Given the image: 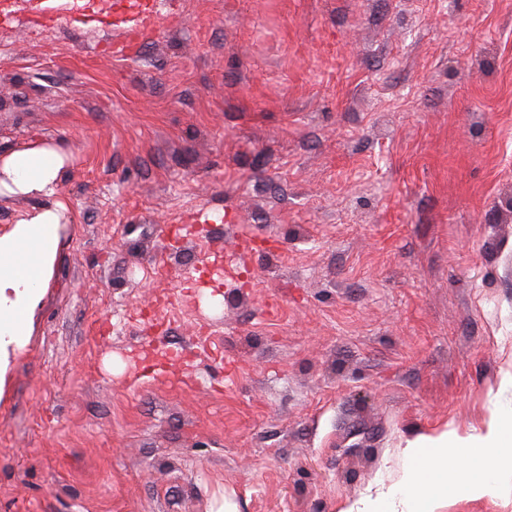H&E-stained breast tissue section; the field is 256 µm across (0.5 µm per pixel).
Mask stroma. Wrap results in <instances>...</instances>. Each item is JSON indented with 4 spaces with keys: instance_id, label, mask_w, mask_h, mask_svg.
Returning a JSON list of instances; mask_svg holds the SVG:
<instances>
[{
    "instance_id": "obj_1",
    "label": "stroma",
    "mask_w": 512,
    "mask_h": 512,
    "mask_svg": "<svg viewBox=\"0 0 512 512\" xmlns=\"http://www.w3.org/2000/svg\"><path fill=\"white\" fill-rule=\"evenodd\" d=\"M165 2L0 27V158L68 155L0 512H348L512 407V0ZM159 4L160 2L156 0H140L137 2L134 11L125 14V16L120 13L121 21L134 22V24L127 29V32H134L144 20L159 15Z\"/></svg>"
}]
</instances>
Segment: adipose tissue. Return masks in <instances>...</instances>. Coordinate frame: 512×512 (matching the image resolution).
<instances>
[{"label": "adipose tissue", "instance_id": "obj_1", "mask_svg": "<svg viewBox=\"0 0 512 512\" xmlns=\"http://www.w3.org/2000/svg\"><path fill=\"white\" fill-rule=\"evenodd\" d=\"M66 155L53 146L20 149L0 159V194L57 193V175ZM58 207L26 214L0 234V387L12 360L27 343L59 249ZM481 449L484 474L472 479L449 472L448 456L462 445ZM407 463L394 485L365 498L358 512H433L434 476L462 493L482 497L497 490L496 477L512 472V413L504 412L485 430L460 439L448 434L409 442Z\"/></svg>", "mask_w": 512, "mask_h": 512}]
</instances>
